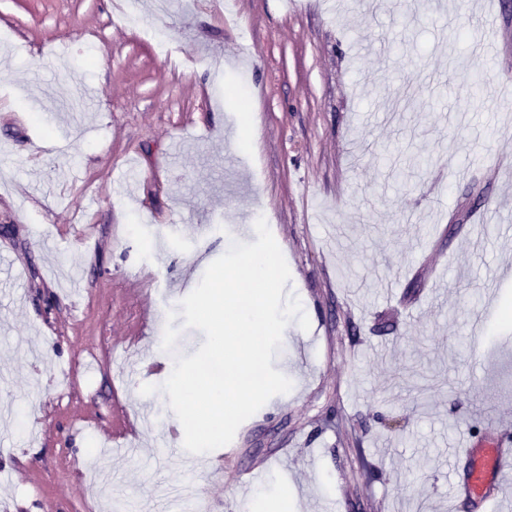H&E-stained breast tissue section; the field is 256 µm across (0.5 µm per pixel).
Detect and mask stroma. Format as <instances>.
Instances as JSON below:
<instances>
[{
  "instance_id": "obj_1",
  "label": "stroma",
  "mask_w": 512,
  "mask_h": 512,
  "mask_svg": "<svg viewBox=\"0 0 512 512\" xmlns=\"http://www.w3.org/2000/svg\"><path fill=\"white\" fill-rule=\"evenodd\" d=\"M128 2L0 0V508L448 512L463 430L512 427V0ZM261 217L310 327L218 472L138 366Z\"/></svg>"
}]
</instances>
